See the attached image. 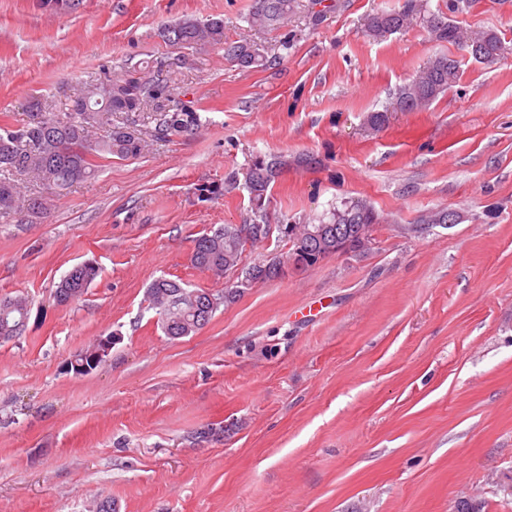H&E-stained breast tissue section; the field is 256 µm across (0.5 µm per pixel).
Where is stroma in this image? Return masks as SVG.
I'll list each match as a JSON object with an SVG mask.
<instances>
[{
	"instance_id": "1",
	"label": "stroma",
	"mask_w": 512,
	"mask_h": 512,
	"mask_svg": "<svg viewBox=\"0 0 512 512\" xmlns=\"http://www.w3.org/2000/svg\"><path fill=\"white\" fill-rule=\"evenodd\" d=\"M404 0H335L278 30L249 25L253 0H0V116L38 98L64 108L81 80L184 57L172 72L197 101L189 137L112 157L63 192L31 183L40 218L0 221V297L31 309L0 342V512H512V0H473L453 21L493 30L488 67L412 25L376 42L364 18ZM224 20L274 65L243 69L222 47L179 49L165 26ZM460 80L429 105L383 109L435 54ZM284 156L275 224H315L360 198L380 215L361 252L245 288L196 334L160 328L147 288L164 276L214 293L196 237L251 218L229 174ZM221 184V197L203 188ZM434 209L459 223L424 224ZM99 277L77 302L54 291L76 264ZM311 302L314 315L296 318ZM87 374L71 367L102 339Z\"/></svg>"
}]
</instances>
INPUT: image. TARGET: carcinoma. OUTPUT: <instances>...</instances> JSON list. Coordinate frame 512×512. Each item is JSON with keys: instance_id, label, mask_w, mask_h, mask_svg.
Instances as JSON below:
<instances>
[{"instance_id": "1", "label": "carcinoma", "mask_w": 512, "mask_h": 512, "mask_svg": "<svg viewBox=\"0 0 512 512\" xmlns=\"http://www.w3.org/2000/svg\"><path fill=\"white\" fill-rule=\"evenodd\" d=\"M302 0H254L251 23L261 28L279 30L288 25V18L302 8ZM421 21L432 40L461 46L471 42L477 47L480 62L496 63L505 46L492 30L467 33L442 12L426 10L423 0H404L398 10L381 11L364 19V32L374 41H383ZM164 39L181 48L221 45L224 55L243 68L264 69L270 58L255 42L224 40V19L205 21L184 19L163 31ZM459 64L446 54L432 57L411 80L400 87L392 102V109L372 112L366 118L367 126L377 131L386 122L387 112H410L433 102L459 79ZM29 120L21 126L0 125V218L9 219L25 210L38 215L45 206L40 197L22 195L27 181L39 182L51 189H66L88 179L98 172L99 162L112 156L134 158L142 153L145 140L135 126L136 119L148 116L155 122L151 137L164 140L194 134L201 125L200 112L186 94L177 90L166 79H155L133 69L115 74L97 83L87 82L80 94L62 111H50L34 100L29 105ZM286 166L279 157L255 155L242 168L244 184L249 191L250 205L256 219L265 223L269 202L268 192L278 172ZM379 223V214L363 200H351L334 208L329 221L308 226L288 225L287 251L264 258L253 264L243 262L246 248L235 233V227L226 224L210 234H204L194 243V265L217 276L239 272L237 285L224 290V304L232 303L240 295V287L254 284L253 273L262 274L261 281L278 278L288 265V258L309 239L306 231L332 228L343 234L357 233L363 224ZM313 251L335 253L336 235L329 232L314 240ZM99 268L84 262L74 266L59 282L55 297L81 298L98 277ZM150 306L155 310L157 323L165 335L174 339L186 337L207 325L215 310L207 317L196 314L195 291L178 282L158 277L147 289ZM30 308L22 297L0 298V339L10 340L22 335L5 327H14L29 320Z\"/></svg>"}]
</instances>
